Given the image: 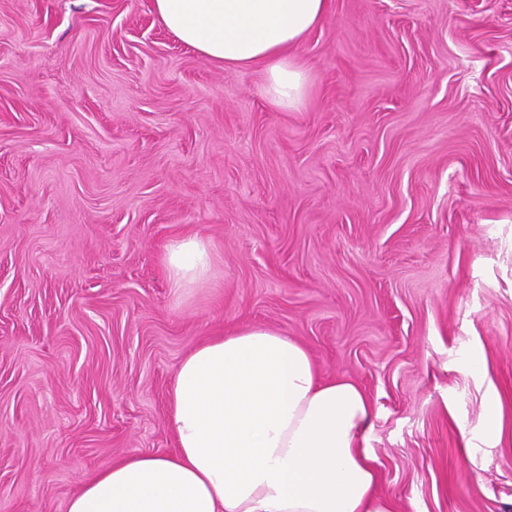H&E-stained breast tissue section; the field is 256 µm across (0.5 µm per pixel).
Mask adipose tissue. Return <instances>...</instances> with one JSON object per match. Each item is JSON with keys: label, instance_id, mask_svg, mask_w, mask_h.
Listing matches in <instances>:
<instances>
[{"label": "adipose tissue", "instance_id": "1", "mask_svg": "<svg viewBox=\"0 0 512 512\" xmlns=\"http://www.w3.org/2000/svg\"><path fill=\"white\" fill-rule=\"evenodd\" d=\"M328 0H154L157 17L206 62L261 68L260 94L299 108L294 55ZM174 287L206 278L199 236L172 240ZM372 405L347 379H323L308 349L264 329L214 337L179 363L170 389V454L109 464L71 497L68 512H394L377 491L366 441Z\"/></svg>", "mask_w": 512, "mask_h": 512}]
</instances>
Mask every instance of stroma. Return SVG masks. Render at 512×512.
Segmentation results:
<instances>
[{
    "instance_id": "stroma-1",
    "label": "stroma",
    "mask_w": 512,
    "mask_h": 512,
    "mask_svg": "<svg viewBox=\"0 0 512 512\" xmlns=\"http://www.w3.org/2000/svg\"><path fill=\"white\" fill-rule=\"evenodd\" d=\"M296 54L282 112L153 0H0V512L174 452L180 361L253 328L367 395L396 512H512V0H329ZM165 269L176 288H186L206 278L210 255L206 242L198 235L172 240L166 249Z\"/></svg>"
}]
</instances>
